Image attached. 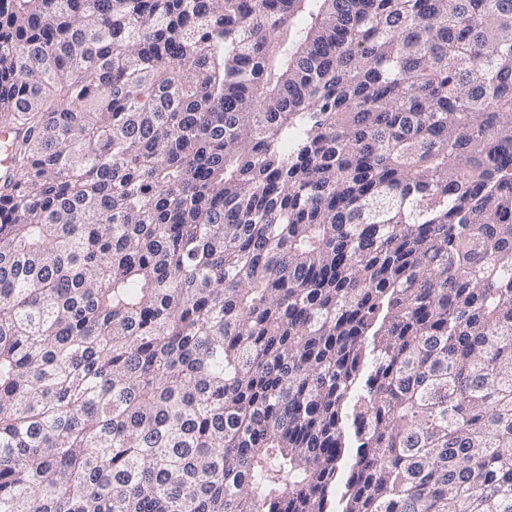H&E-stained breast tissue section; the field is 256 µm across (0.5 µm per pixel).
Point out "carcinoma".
Segmentation results:
<instances>
[{
  "mask_svg": "<svg viewBox=\"0 0 512 512\" xmlns=\"http://www.w3.org/2000/svg\"><path fill=\"white\" fill-rule=\"evenodd\" d=\"M0 512H512V0H0Z\"/></svg>",
  "mask_w": 512,
  "mask_h": 512,
  "instance_id": "carcinoma-1",
  "label": "carcinoma"
}]
</instances>
